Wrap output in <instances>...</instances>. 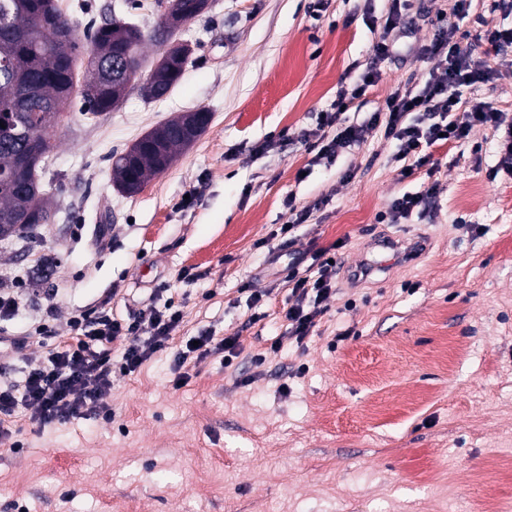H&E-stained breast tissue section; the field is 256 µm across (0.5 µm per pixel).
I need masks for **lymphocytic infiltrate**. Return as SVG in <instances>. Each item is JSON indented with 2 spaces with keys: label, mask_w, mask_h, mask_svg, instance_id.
Instances as JSON below:
<instances>
[{
  "label": "lymphocytic infiltrate",
  "mask_w": 512,
  "mask_h": 512,
  "mask_svg": "<svg viewBox=\"0 0 512 512\" xmlns=\"http://www.w3.org/2000/svg\"><path fill=\"white\" fill-rule=\"evenodd\" d=\"M457 31L456 25L440 20L434 39L419 53L420 61L430 65L423 84L396 91L368 120L350 124L344 113L378 82L380 73L373 66L341 88L330 110L321 114L319 158L335 162L342 149L364 143L379 131L395 144L392 159L401 176L424 169L429 186L421 192L404 193L392 202L390 212L396 221L410 217L436 197L439 184L434 175L439 163L433 158L434 148L465 144L475 127L504 128L496 168L512 173V122H507L505 112L491 102L462 95L463 88L490 83L493 70L462 48ZM315 266L308 276L290 274L294 302L283 311L288 328L272 342V352L282 351L288 340L303 344L326 312V302L336 285V267L326 260L316 261ZM181 320V313L171 305L159 307L152 302L126 320L96 305L73 311L68 321L69 340L45 358L25 360L17 378L0 384V441L16 436L11 420L21 410L28 411L31 421L41 427L65 422L89 406L97 408L103 420H111L107 398L113 373H133L166 351ZM118 341L123 350L116 357L112 347ZM240 347L238 337L218 340L204 330L196 342L186 343L174 354L171 370L180 381L189 364L218 353L229 360L239 354Z\"/></svg>",
  "instance_id": "f902f5d3"
}]
</instances>
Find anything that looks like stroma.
Segmentation results:
<instances>
[{
  "instance_id": "stroma-1",
  "label": "stroma",
  "mask_w": 512,
  "mask_h": 512,
  "mask_svg": "<svg viewBox=\"0 0 512 512\" xmlns=\"http://www.w3.org/2000/svg\"><path fill=\"white\" fill-rule=\"evenodd\" d=\"M326 2L315 14L312 0H214L178 33L192 55L164 98L134 87L102 116L77 101L65 109L48 159L61 185L55 221L0 240V274L20 287L0 336L27 337L20 359L39 358L68 340L73 310L107 299L124 317L151 288L183 318L168 351L113 376L111 421L87 408L41 427L16 413L22 446L0 443V512H512V174L488 178L499 135L479 127L462 148H436L432 208L392 223L393 200L423 190L424 171L401 177L379 133L332 165L310 141L371 61L372 20L390 4ZM421 5L401 17L349 121L424 81L416 52L453 2ZM485 24L510 28L512 11L471 0L460 21L473 57L495 71L470 94L512 114V48L477 40ZM201 107L210 124L167 171L131 196L116 187L113 154ZM195 189L196 204L178 210ZM291 195L313 214L282 237ZM420 236V257L387 262L383 241L407 248ZM322 252L336 257V295L304 348L271 352L287 328L289 271ZM368 261L380 271L350 282ZM187 267L196 279H181ZM50 304L52 332L36 335ZM201 329L244 349L174 385L173 352Z\"/></svg>"
}]
</instances>
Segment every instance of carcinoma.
I'll list each match as a JSON object with an SVG mask.
<instances>
[{
	"label": "carcinoma",
	"mask_w": 512,
	"mask_h": 512,
	"mask_svg": "<svg viewBox=\"0 0 512 512\" xmlns=\"http://www.w3.org/2000/svg\"><path fill=\"white\" fill-rule=\"evenodd\" d=\"M19 22L0 30V238L16 233L18 219L31 220L28 229L48 224L53 195L49 183L37 178V168L54 151L62 111L73 95L74 63L80 48L76 23L55 0H0V14ZM135 24L109 19L92 27L85 77L78 94L85 112L99 116L116 108L112 81L141 79L144 40ZM189 54L160 56L150 78L155 90L166 92L177 83ZM127 60L125 71L112 70L115 60ZM200 109L183 113L156 127L130 147L112 156V180L135 194L146 180L167 170L177 152L188 147L179 131L201 135L209 124Z\"/></svg>",
	"instance_id": "1"
}]
</instances>
